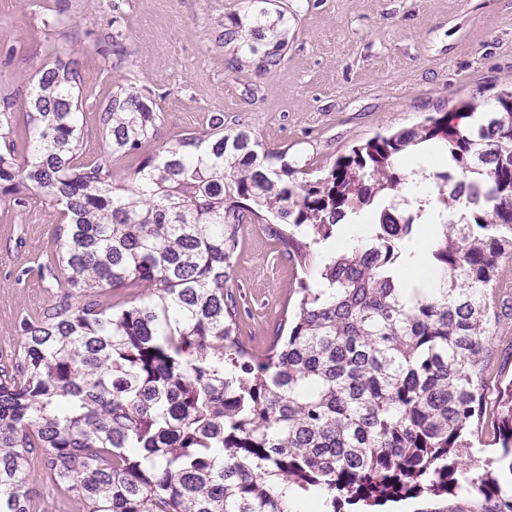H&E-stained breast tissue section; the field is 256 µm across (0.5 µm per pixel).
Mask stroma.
<instances>
[{"mask_svg": "<svg viewBox=\"0 0 512 512\" xmlns=\"http://www.w3.org/2000/svg\"><path fill=\"white\" fill-rule=\"evenodd\" d=\"M292 31L281 65L268 74L234 73L216 45L214 18L240 0H122L127 72L148 84L171 138L223 113L290 160L327 169L352 145L412 127L461 102L493 101L512 78V0H288ZM76 20L85 155L109 158L97 131V93L112 82L99 53L111 30L112 0H0V87L25 96L62 46L43 24L46 11ZM57 209L0 198V363L18 349V321L58 291L37 268L52 252ZM244 246L230 284L242 305V340L263 352L282 322L293 273L268 238L242 227ZM490 359V389L512 380V308L500 317Z\"/></svg>", "mask_w": 512, "mask_h": 512, "instance_id": "1", "label": "stroma"}]
</instances>
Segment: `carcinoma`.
I'll return each mask as SVG.
<instances>
[{"label":"carcinoma","instance_id":"cac0c4a2","mask_svg":"<svg viewBox=\"0 0 512 512\" xmlns=\"http://www.w3.org/2000/svg\"><path fill=\"white\" fill-rule=\"evenodd\" d=\"M270 2L214 20L231 71L280 65L288 7ZM122 28L113 16L116 72ZM78 81L60 51L22 102L0 100V194L63 217L38 267L60 291L19 321L23 352L0 367V512H31L39 454L78 512H291L282 485L319 491L327 512L423 493L512 512V380L489 421L503 466L467 463L484 436L494 286L512 267V88L485 120L464 102L298 182L288 149L224 130L222 113L140 158L163 115L132 81L102 91L98 131L134 164L88 161ZM411 174L435 185L415 204L401 195ZM428 223L442 287L407 286L396 271ZM244 224L296 271L288 336L261 354L240 339L230 285ZM342 224L365 238L317 262Z\"/></svg>","mask_w":512,"mask_h":512}]
</instances>
